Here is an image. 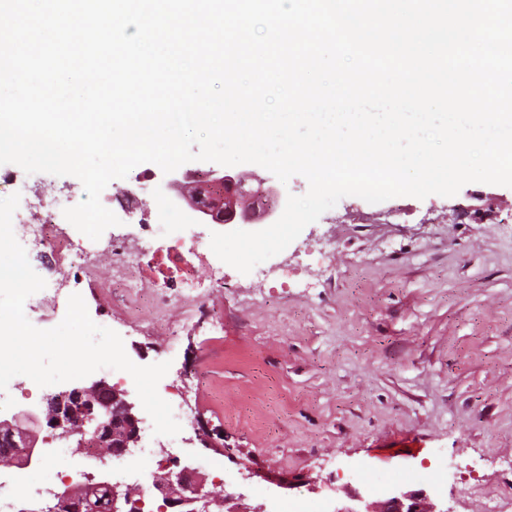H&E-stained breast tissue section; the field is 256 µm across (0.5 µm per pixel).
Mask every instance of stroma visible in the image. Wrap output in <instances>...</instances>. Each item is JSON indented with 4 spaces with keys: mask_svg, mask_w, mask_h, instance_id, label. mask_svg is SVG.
<instances>
[{
    "mask_svg": "<svg viewBox=\"0 0 512 512\" xmlns=\"http://www.w3.org/2000/svg\"><path fill=\"white\" fill-rule=\"evenodd\" d=\"M265 265L267 279L225 267L220 336L179 304L159 325L121 289L67 288L132 362L182 380L209 435L185 432L184 459L216 499L360 512L422 489L440 512H489L512 498V187L347 196Z\"/></svg>",
    "mask_w": 512,
    "mask_h": 512,
    "instance_id": "stroma-1",
    "label": "stroma"
}]
</instances>
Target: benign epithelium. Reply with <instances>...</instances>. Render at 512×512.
Returning a JSON list of instances; mask_svg holds the SVG:
<instances>
[{"label": "benign epithelium", "mask_w": 512, "mask_h": 512, "mask_svg": "<svg viewBox=\"0 0 512 512\" xmlns=\"http://www.w3.org/2000/svg\"><path fill=\"white\" fill-rule=\"evenodd\" d=\"M214 179L198 189L197 199L215 220L236 211L239 198L264 192L245 188V180L229 172L211 171ZM140 417L127 392L104 380L89 386H74L52 393L42 408L35 412L21 410L9 418H0V431L7 434L18 456L0 464L27 467L42 459L38 446L40 431L47 428L75 444L80 451L94 449L102 458L121 457L140 439ZM176 470L152 482L153 494L163 507L175 512H212V492L198 468L188 463H174ZM54 506L44 512H133L134 492L128 486L113 482L108 476L85 477L76 485L67 484L54 494ZM364 512H437L421 491H402L385 500L371 501Z\"/></svg>", "instance_id": "obj_1"}]
</instances>
